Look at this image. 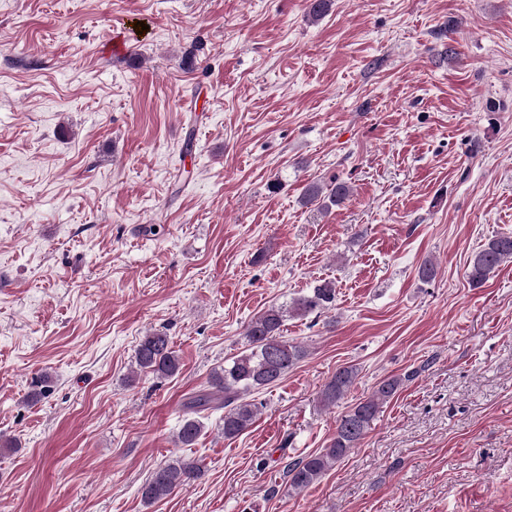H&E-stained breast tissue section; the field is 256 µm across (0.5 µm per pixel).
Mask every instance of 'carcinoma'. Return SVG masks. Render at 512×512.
I'll list each match as a JSON object with an SVG mask.
<instances>
[{
    "instance_id": "cac0c4a2",
    "label": "carcinoma",
    "mask_w": 512,
    "mask_h": 512,
    "mask_svg": "<svg viewBox=\"0 0 512 512\" xmlns=\"http://www.w3.org/2000/svg\"><path fill=\"white\" fill-rule=\"evenodd\" d=\"M350 193L349 186L337 179L329 191L317 183L308 185L303 201L311 204L325 199L323 208L337 206ZM512 262V235L494 236L484 243L469 263L470 284L483 286L506 263ZM336 301V285L321 281L309 291L292 299L287 307H271L254 318L244 329L246 346L240 353L224 360L214 370L210 388L191 396L185 403V417L176 433L178 444L189 447L199 438L203 425L198 414L205 410H224L223 433L232 439L248 430L261 411L263 403L254 395L281 380L305 356L306 350L281 336L288 316L306 317L320 314ZM140 370L158 378L173 376L180 369V359L170 345L168 336L161 332L142 337L136 351ZM358 368L341 367L321 390V402L326 407L336 405L355 383ZM400 377L380 381L372 395L356 404L336 419V431L330 442L320 451L289 462L286 474L290 486L301 492L334 467L336 462L358 447L365 438L370 423L381 405L390 400L402 385ZM203 474L202 462L194 457H177L156 467L140 488L141 500L151 506L172 495L176 490L193 484Z\"/></svg>"
}]
</instances>
